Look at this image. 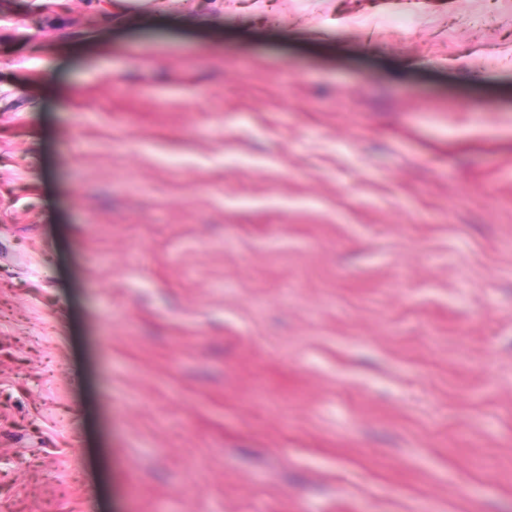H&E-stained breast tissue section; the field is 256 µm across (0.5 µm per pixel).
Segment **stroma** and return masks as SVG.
Here are the masks:
<instances>
[{"label":"stroma","instance_id":"35a3bbf8","mask_svg":"<svg viewBox=\"0 0 512 512\" xmlns=\"http://www.w3.org/2000/svg\"><path fill=\"white\" fill-rule=\"evenodd\" d=\"M274 2L0 0V512H512V0Z\"/></svg>","mask_w":512,"mask_h":512}]
</instances>
